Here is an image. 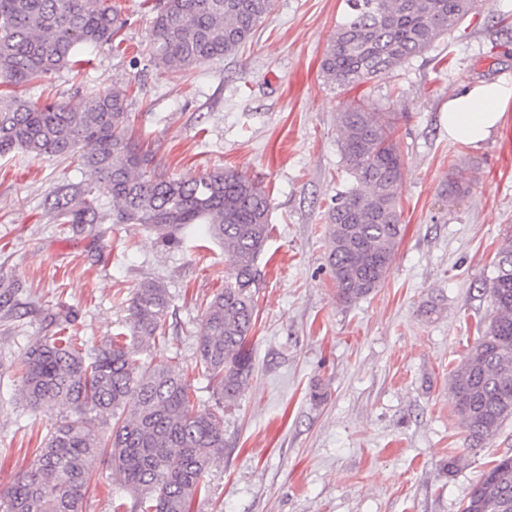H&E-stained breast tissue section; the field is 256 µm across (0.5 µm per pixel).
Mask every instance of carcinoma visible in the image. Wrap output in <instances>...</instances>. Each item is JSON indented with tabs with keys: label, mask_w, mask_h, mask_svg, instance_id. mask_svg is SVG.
<instances>
[{
	"label": "carcinoma",
	"mask_w": 512,
	"mask_h": 512,
	"mask_svg": "<svg viewBox=\"0 0 512 512\" xmlns=\"http://www.w3.org/2000/svg\"><path fill=\"white\" fill-rule=\"evenodd\" d=\"M478 0H344L323 53L325 81L349 91L385 77L453 35ZM274 0H158L151 26L155 65L170 74L238 51L272 12ZM126 20L108 0H0V76L20 88L73 64L78 50L112 44ZM402 112H368L349 103L337 114L338 148L350 177L326 211L328 264L339 302L368 297L384 282L404 231L398 209ZM126 93L105 89L80 108L0 98V156L71 158L88 175L82 190L58 189L61 224H99L97 192L113 202L114 224H143L165 247L205 233L224 245V289L207 305L197 365L216 390V407L198 410L177 365L143 358L167 335L169 296L155 280L128 305L130 334L86 350L73 329L38 340L21 359L17 396L57 409L60 422L35 460L5 490L0 512H84L96 460L108 457L119 486L113 512H192L213 461L224 454V404L252 373L258 259L270 234L271 200L258 180L231 169L198 178L152 175L130 130ZM490 320L453 370L454 413L472 441L512 417V237L497 249L487 289ZM131 412H126V409ZM463 512H512V456L484 471Z\"/></svg>",
	"instance_id": "obj_1"
}]
</instances>
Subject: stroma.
I'll return each mask as SVG.
<instances>
[{"mask_svg": "<svg viewBox=\"0 0 512 512\" xmlns=\"http://www.w3.org/2000/svg\"><path fill=\"white\" fill-rule=\"evenodd\" d=\"M128 23L117 49L82 50L26 89L32 101L79 106L126 92L135 139L166 178L232 168L262 180L271 234L258 260L253 371L224 409V454L194 512H462L482 472L512 455V419L472 442L455 415L451 372L488 323L492 261L512 231V100L480 147L450 140L449 98L480 82L512 84V0H481L455 36L393 75L342 92L320 60L343 0H275L244 49L184 82L151 58L145 0H112ZM406 113L398 131L404 234L386 279L356 303L336 300L325 211L348 181L336 117L351 100ZM469 191L441 195L448 177ZM77 163L0 157V486L36 458L59 415L14 397L16 367L38 338L78 329L88 346L127 331L138 284L156 280L170 306L156 364L177 358L197 390L203 312L224 287V247L166 248L139 224L57 223V188L82 185ZM464 458L456 471L448 461Z\"/></svg>", "mask_w": 512, "mask_h": 512, "instance_id": "1", "label": "stroma"}]
</instances>
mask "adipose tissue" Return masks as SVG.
Returning <instances> with one entry per match:
<instances>
[{"mask_svg": "<svg viewBox=\"0 0 512 512\" xmlns=\"http://www.w3.org/2000/svg\"><path fill=\"white\" fill-rule=\"evenodd\" d=\"M512 98V86L484 82L464 88L448 100V136L480 146L504 119L503 104Z\"/></svg>", "mask_w": 512, "mask_h": 512, "instance_id": "adipose-tissue-1", "label": "adipose tissue"}]
</instances>
